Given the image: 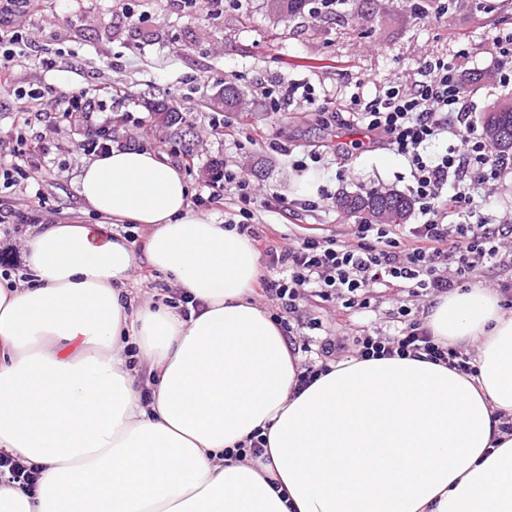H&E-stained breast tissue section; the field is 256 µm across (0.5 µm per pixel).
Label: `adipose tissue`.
<instances>
[{
    "label": "adipose tissue",
    "instance_id": "1",
    "mask_svg": "<svg viewBox=\"0 0 512 512\" xmlns=\"http://www.w3.org/2000/svg\"><path fill=\"white\" fill-rule=\"evenodd\" d=\"M97 224H45L29 278L0 283V453L38 468L0 479V512H512V313L475 285L427 325L477 350L476 374L397 357L330 364L304 390L254 300L251 239L191 209L179 169L114 145L84 166ZM146 263L178 307L131 292ZM263 455L225 460L255 432ZM118 231L122 232L125 235H129L133 242V247L135 251V255L138 259L137 265L134 268L133 272V281L136 282L134 285V293L138 295H144L145 293L149 296L154 297L157 294H170L172 290L169 289V285L166 282L165 276L151 269L146 263L141 261L142 257V243L145 237V232L139 229V225L137 224H119L117 228ZM145 274L147 277H144Z\"/></svg>",
    "mask_w": 512,
    "mask_h": 512
}]
</instances>
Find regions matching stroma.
<instances>
[{
    "mask_svg": "<svg viewBox=\"0 0 512 512\" xmlns=\"http://www.w3.org/2000/svg\"><path fill=\"white\" fill-rule=\"evenodd\" d=\"M512 16V0H340L318 15L288 18L268 0H31L15 18L26 49L49 58L51 67L19 66L13 71L18 96L0 98V166L10 167L17 137V112L33 114L45 135L35 151L36 178L0 185V212L26 210L41 200L54 221L92 223L76 180L91 155L63 114L37 120L46 102L28 98L33 88H63L103 110L96 125L112 130L113 142L159 153L184 174L192 197L207 195L208 169L222 163L242 171L260 206L252 222L272 242L317 228L323 235L350 237L357 223L336 207L343 193L382 187L407 192L410 170L401 157L349 139L346 128L327 124L313 112H273L261 81L308 83L318 94L357 90L372 99L390 81L417 77L425 57L467 54L471 120L480 123L497 98L512 95L490 77L496 67L490 36ZM241 93V106L225 112L222 86ZM166 103L182 123L166 126L149 103ZM229 120L224 134L210 133L213 119ZM319 153L320 162L309 160ZM307 169L295 168L297 160ZM322 175L326 195L317 211L296 209L282 219L271 202L294 201V184L305 170ZM402 292L385 290L375 312L350 315V329L367 327L396 334L389 317Z\"/></svg>",
    "mask_w": 512,
    "mask_h": 512,
    "instance_id": "stroma-1",
    "label": "stroma"
}]
</instances>
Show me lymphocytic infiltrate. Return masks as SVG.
Here are the masks:
<instances>
[{"label": "lymphocytic infiltrate", "instance_id": "f902f5d3", "mask_svg": "<svg viewBox=\"0 0 512 512\" xmlns=\"http://www.w3.org/2000/svg\"><path fill=\"white\" fill-rule=\"evenodd\" d=\"M27 0H0V94H13L15 66L34 62L24 50L13 16ZM336 120L365 126L383 148L407 162L410 191L418 206L417 223L405 228L361 220L352 239L309 232L285 247L264 244L248 219L257 198L244 175L232 170L214 177L209 200L220 199L226 186L239 192L246 234L265 257L266 274L258 278L262 292L276 301L275 321L284 336L295 337L307 289L346 310L377 303L380 288L404 285L408 299L397 309V334L362 332L354 341L361 359L415 357L473 371L470 354L441 345L418 318L420 297L441 296L464 287L480 269L493 266L512 242V215L490 222L483 216L479 192L501 182L512 164L496 155L484 134L469 120L468 97L462 87L458 58L433 57L411 86L395 81L373 99L352 95ZM449 134L445 153L430 155L427 144Z\"/></svg>", "mask_w": 512, "mask_h": 512}]
</instances>
